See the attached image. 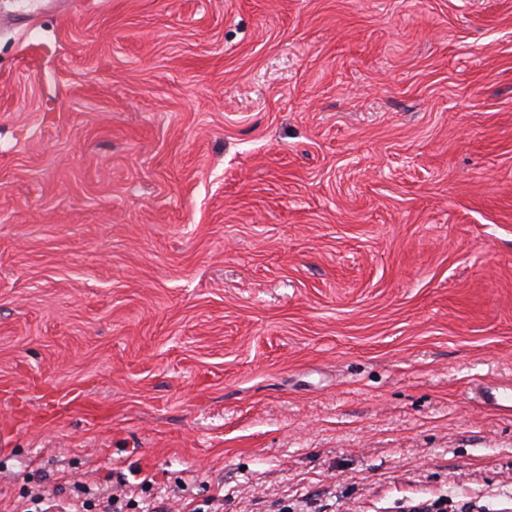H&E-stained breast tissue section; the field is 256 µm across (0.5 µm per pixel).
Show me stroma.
<instances>
[{
	"label": "stroma",
	"instance_id": "stroma-1",
	"mask_svg": "<svg viewBox=\"0 0 512 512\" xmlns=\"http://www.w3.org/2000/svg\"><path fill=\"white\" fill-rule=\"evenodd\" d=\"M512 0H0V512H512ZM475 394L480 403L488 410L503 415L511 414V395L500 386L492 383H483L475 389ZM76 489V495H74L71 498V502L67 504V507H62V510L64 512H91V511H99V512H112L115 511L114 508L112 510V507L114 506L115 502L112 499V495L102 498L100 501L97 499L98 503L93 502L91 499H88L84 495L86 492H84L83 489H81L79 486L75 487Z\"/></svg>",
	"mask_w": 512,
	"mask_h": 512
}]
</instances>
